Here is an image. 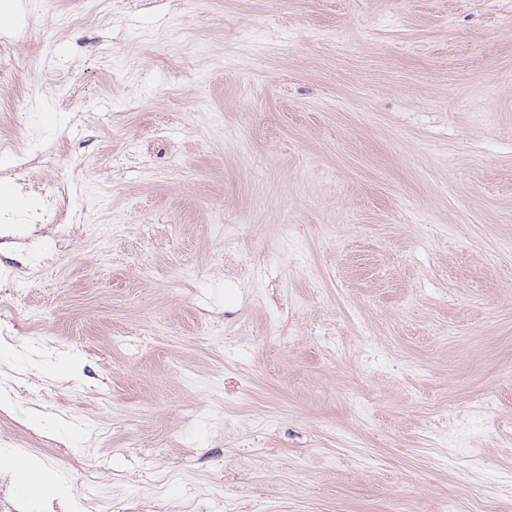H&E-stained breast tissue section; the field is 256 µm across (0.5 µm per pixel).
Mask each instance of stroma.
Here are the masks:
<instances>
[{"mask_svg": "<svg viewBox=\"0 0 512 512\" xmlns=\"http://www.w3.org/2000/svg\"><path fill=\"white\" fill-rule=\"evenodd\" d=\"M0 14V512H512V0ZM22 182L21 179H17L19 190L35 198L37 201V207L32 216L28 218V222L31 224H52L57 228L59 235L68 234L70 232V225L61 224L57 219L58 202L55 195L32 190L26 183Z\"/></svg>", "mask_w": 512, "mask_h": 512, "instance_id": "35a3bbf8", "label": "stroma"}]
</instances>
